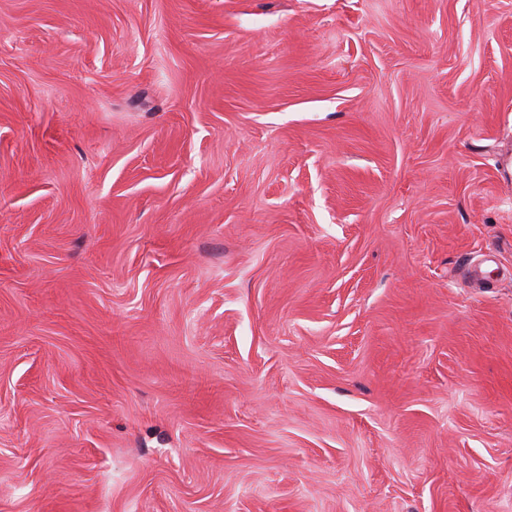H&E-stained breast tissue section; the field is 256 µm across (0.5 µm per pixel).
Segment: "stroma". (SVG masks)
<instances>
[{"label":"stroma","mask_w":512,"mask_h":512,"mask_svg":"<svg viewBox=\"0 0 512 512\" xmlns=\"http://www.w3.org/2000/svg\"><path fill=\"white\" fill-rule=\"evenodd\" d=\"M0 512H512V0H0Z\"/></svg>","instance_id":"stroma-1"}]
</instances>
